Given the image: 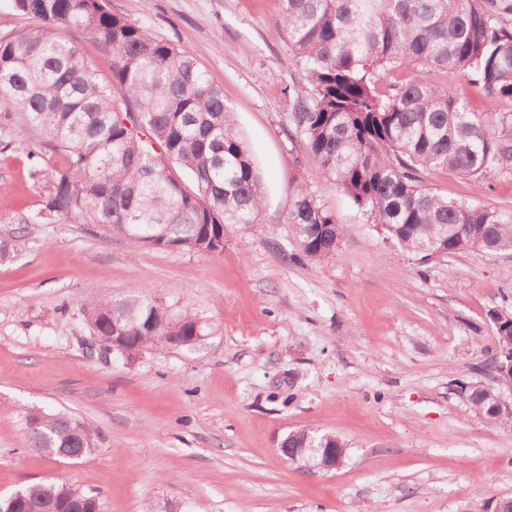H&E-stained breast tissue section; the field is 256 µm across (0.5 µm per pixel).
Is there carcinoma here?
<instances>
[{"label":"carcinoma","mask_w":512,"mask_h":512,"mask_svg":"<svg viewBox=\"0 0 512 512\" xmlns=\"http://www.w3.org/2000/svg\"><path fill=\"white\" fill-rule=\"evenodd\" d=\"M35 19L0 38V112L15 114L64 157L51 176L48 212L98 224L141 244L201 256L238 224H258L265 206L250 148L234 113L196 57L110 11L105 0H14ZM281 22L307 84L292 88L291 119L328 180L403 249L442 255L512 246V212L450 200L419 173L452 170L475 182L512 161L507 116L512 100V0H282ZM75 28L112 57L99 78ZM413 70L382 89L377 70ZM427 70L474 77L491 108L472 112ZM297 263L336 254L344 236L332 211L298 185L288 209ZM94 332L112 334L122 315L135 337L131 356L193 346L205 324L189 308L173 312L146 293L114 299L89 292L83 304ZM497 342L512 337V315L488 312ZM471 411L512 427L496 397L461 385ZM29 447L78 460L97 433L65 412L13 410ZM299 442L347 444L332 433L294 432ZM31 512H103L99 494L48 482L25 486Z\"/></svg>","instance_id":"obj_1"}]
</instances>
